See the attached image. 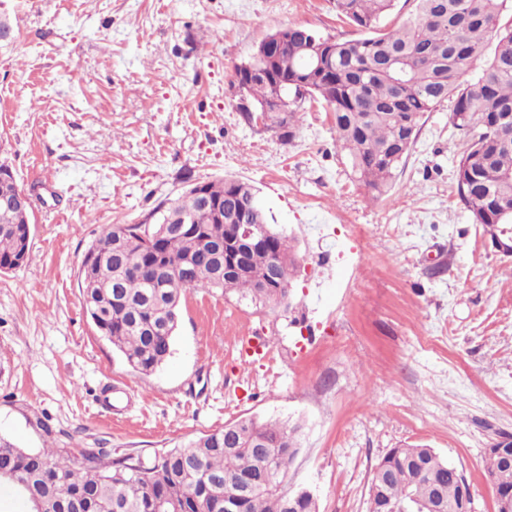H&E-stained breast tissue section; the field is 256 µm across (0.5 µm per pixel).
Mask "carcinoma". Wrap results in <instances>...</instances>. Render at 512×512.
I'll list each match as a JSON object with an SVG mask.
<instances>
[{"label":"carcinoma","instance_id":"cac0c4a2","mask_svg":"<svg viewBox=\"0 0 512 512\" xmlns=\"http://www.w3.org/2000/svg\"><path fill=\"white\" fill-rule=\"evenodd\" d=\"M414 10L397 27L380 21L396 0H334L338 16L367 36L324 37L302 26L275 30L285 46L264 74L235 66L248 85L249 100L269 112L263 125L283 139L293 136L297 102L323 101L333 114L336 143L353 176L373 201L392 188L423 116L443 102L463 134L457 160L460 201L477 224H512V18L502 21L506 0H412ZM322 49V66L311 58ZM481 75H462L478 60ZM160 202L137 224H104L94 245L104 255L92 269H80L86 313L102 336L133 370L152 373L171 355L181 300L195 288L221 291L259 306L289 307L298 269L293 240L269 224L264 209L254 213L270 241L244 254L243 272L218 276L212 248L233 235V219L252 207V186L224 177L199 183ZM207 187L219 206L197 197ZM15 188L0 183V267L29 257L27 224L13 205ZM170 225L164 236L153 228ZM184 266L187 275L158 277L155 270ZM276 277L279 288L262 284ZM300 426L246 418L203 434L153 460L112 456L110 448L72 454L66 448H21L0 436V485L10 487L40 512H319L305 496L288 507V472L299 450ZM491 482L512 487V471L488 454ZM457 468L434 449L409 444L390 451L373 469L368 512H391L434 493L445 502L459 493Z\"/></svg>","mask_w":512,"mask_h":512}]
</instances>
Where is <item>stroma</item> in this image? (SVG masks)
Masks as SVG:
<instances>
[{"mask_svg": "<svg viewBox=\"0 0 512 512\" xmlns=\"http://www.w3.org/2000/svg\"><path fill=\"white\" fill-rule=\"evenodd\" d=\"M0 164L33 192L30 256L0 273V434L146 459L237 419L298 420L290 486L319 512H367L375 465L425 444L475 512H496L487 450L512 438V255L456 186L450 103L426 113L389 198L370 200L330 113L290 140L244 120L234 67L299 25L361 38L333 0H0ZM252 185L295 237L289 308L187 293L173 353L133 371L84 311L101 225L135 224L185 176ZM246 336L254 346L243 345Z\"/></svg>", "mask_w": 512, "mask_h": 512, "instance_id": "stroma-1", "label": "stroma"}]
</instances>
